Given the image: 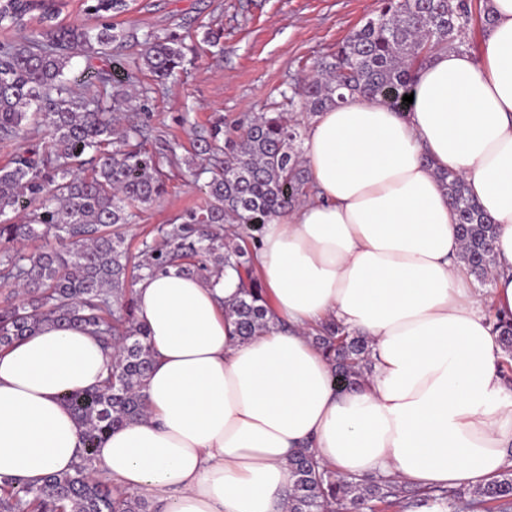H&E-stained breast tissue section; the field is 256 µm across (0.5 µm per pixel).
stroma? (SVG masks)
<instances>
[{
    "label": "stroma",
    "instance_id": "obj_1",
    "mask_svg": "<svg viewBox=\"0 0 512 512\" xmlns=\"http://www.w3.org/2000/svg\"><path fill=\"white\" fill-rule=\"evenodd\" d=\"M377 7L378 0H132L118 23L142 34H172L184 54L166 84L156 85L145 71L137 75L138 84L152 89L141 112L152 129L150 148L169 144L186 155L219 118L226 135L240 134ZM210 29L220 34L216 42L204 40ZM205 182L171 171L166 194L123 227L130 250L202 204Z\"/></svg>",
    "mask_w": 512,
    "mask_h": 512
}]
</instances>
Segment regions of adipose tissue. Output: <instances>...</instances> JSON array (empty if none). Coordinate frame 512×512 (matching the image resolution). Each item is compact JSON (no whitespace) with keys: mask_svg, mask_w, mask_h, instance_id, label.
<instances>
[{"mask_svg":"<svg viewBox=\"0 0 512 512\" xmlns=\"http://www.w3.org/2000/svg\"><path fill=\"white\" fill-rule=\"evenodd\" d=\"M483 53L443 51L398 113L356 96L320 113L303 157L315 194L264 225L266 333L241 340L216 283L169 269L134 286L156 361L147 413L111 431L98 475L160 512H284L300 448L341 478L476 487L512 446V386L485 307L512 315V0H491ZM462 176L497 226L490 297L472 286L437 170ZM367 336L357 390L337 391L310 334ZM112 355L79 328L42 327L0 349V479L72 471L82 428L62 403L98 386Z\"/></svg>","mask_w":512,"mask_h":512,"instance_id":"1","label":"adipose tissue"}]
</instances>
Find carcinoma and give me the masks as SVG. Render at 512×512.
<instances>
[{"mask_svg":"<svg viewBox=\"0 0 512 512\" xmlns=\"http://www.w3.org/2000/svg\"><path fill=\"white\" fill-rule=\"evenodd\" d=\"M380 3L374 18L314 63L292 94L280 92L272 111L255 116L240 135L224 138L217 122L189 158L173 156L170 164L189 171L202 157L214 158L206 202L143 242L134 263L118 228L162 196L167 174L160 157L144 148L146 128L123 125L121 113L145 106L151 89L125 69L101 75L102 90L92 93L66 70L78 55L105 57L115 43L142 40L136 69L163 85L182 65L178 40L115 26L112 17L127 11L128 0H84V11L98 20L93 28L59 22L62 0H0V27L14 32L0 42V142L19 147L11 164L0 167V282L18 289L0 303V349L52 324L87 328L115 350L101 385L62 396L83 428L73 472L46 476L39 485L1 482L0 512H150L139 495H116L93 468L107 433L145 415L139 389L154 354L135 299L126 296L128 279L170 266L206 282L228 270L244 274L226 311L243 340L267 330L270 302L254 275L249 242L307 197L310 173L298 149L303 132L291 116L295 98L313 115L356 95L403 112L415 71L438 51L467 46L473 21L467 0ZM438 178L458 216L462 259L483 282L495 264L496 225L462 177L441 170ZM492 325L503 351H511L512 318L496 314ZM313 340L338 390L361 385L368 338L332 320ZM291 480L287 512H370L380 504L406 512L431 498L428 492L407 497L390 480L339 478L307 448L291 460ZM474 494V508L512 512V470Z\"/></svg>","mask_w":512,"mask_h":512,"instance_id":"obj_1","label":"carcinoma"}]
</instances>
